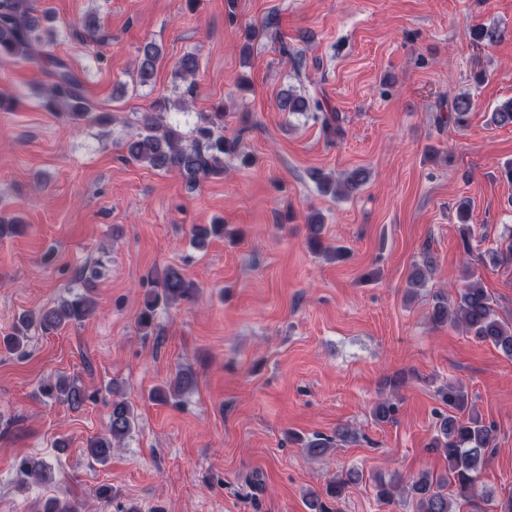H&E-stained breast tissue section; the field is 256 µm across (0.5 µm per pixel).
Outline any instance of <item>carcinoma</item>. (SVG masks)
<instances>
[{"instance_id": "cac0c4a2", "label": "carcinoma", "mask_w": 512, "mask_h": 512, "mask_svg": "<svg viewBox=\"0 0 512 512\" xmlns=\"http://www.w3.org/2000/svg\"><path fill=\"white\" fill-rule=\"evenodd\" d=\"M274 22L267 20L261 26L247 25L241 29V53H250L253 42L269 32ZM87 37L94 43H104L109 36L101 30L95 16L89 15L83 21ZM54 17L50 11L35 14L31 0H0V60L13 59L29 61L39 48L53 42ZM163 59L160 46L149 42L141 50L136 67V83L148 86L153 83L158 63ZM49 71L51 83L46 88L42 106L56 116L79 123L94 120L106 121L107 114L95 111L87 99L81 81L69 65L55 58ZM199 71V58L188 52L174 63V73L184 83L181 95L174 101L163 98L156 101L153 110L146 113L141 126L126 143V159L160 172H175L193 189L203 181L224 174V156L235 155L242 164L250 163V157L240 150V137L224 136V109L218 105L192 131L191 143H184V137L177 126L166 120L171 110L185 111L194 97L196 75ZM279 109L283 112H313L320 120L323 131L329 138L341 134L338 115L324 111L322 102L310 99L293 91L281 95ZM490 123L496 126L512 125V100L507 101L491 112ZM321 190L333 194L349 193L366 180L363 171L356 170L341 182H336L329 174L314 173ZM309 243L313 250L323 251L328 257L336 258V252L323 246L320 238L322 224L310 218ZM194 236L199 243H205L211 236H224V224L219 221L210 226L197 227ZM432 272V259L429 254L422 256V263L416 265L409 279V288H419ZM83 291L72 294L57 305L20 314L9 332L0 337V346L10 353L23 355L33 328L43 333H52L69 323L81 324L96 312L94 298L95 277H85ZM196 284L184 277L182 272L169 267L149 278V292L143 303L137 325L144 334L153 329L157 310L160 306L190 301L196 295ZM431 319L436 324H448L474 338L490 343L512 358V322L499 318L491 297L480 282L466 285L455 297L439 295ZM194 373L188 369L176 372L174 385L158 387L153 398L160 402L176 399L182 389L193 385ZM43 397L61 400L71 408H79L86 402V391L75 378L58 375L49 378L40 386ZM438 395L442 403L452 410L448 415H440L437 435L432 442L433 450L443 454L448 464V476H436L423 471L408 481L374 478L375 500L389 505L397 498L412 502V512H455L453 506L470 504L485 494L479 486L483 466L494 450V428L484 423L476 414L459 415L467 406V396L463 387L454 382L443 386ZM134 409L125 400H114L108 413L105 434L88 444L91 457L105 461L112 456V450L122 446L134 425ZM330 441L317 437L306 446L309 457L316 459L327 455ZM20 473L36 482L46 479L50 466L42 459L24 457L18 465ZM362 479L353 472L347 478H338L327 485L324 496L316 492L306 499L310 512H339L335 504L345 498L348 486ZM39 512H77L68 500L57 497L45 498Z\"/></svg>"}]
</instances>
